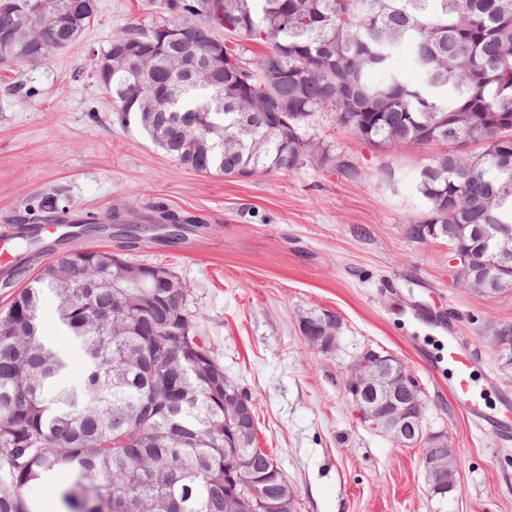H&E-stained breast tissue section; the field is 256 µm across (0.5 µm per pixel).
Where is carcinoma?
Segmentation results:
<instances>
[{
  "label": "carcinoma",
  "mask_w": 512,
  "mask_h": 512,
  "mask_svg": "<svg viewBox=\"0 0 512 512\" xmlns=\"http://www.w3.org/2000/svg\"><path fill=\"white\" fill-rule=\"evenodd\" d=\"M149 22L128 25L108 49L136 43L151 53L152 73L116 71L97 79L121 119L145 88L176 92L171 109L189 125L164 120L144 128L151 142L199 173L251 177L293 171L308 160L354 180L359 172L310 134L320 112L376 148L434 142L458 147L432 158L416 177L426 200L419 225H442L448 246L472 251L512 234V0H176ZM68 20L40 19L25 42L15 34L24 0H0V56L34 66L77 41L95 19V0H61ZM177 46L219 57L216 85L205 92L177 82L178 61L159 47L162 28ZM224 31L220 38L216 32ZM418 79L396 66L402 50ZM478 145L474 153L459 148ZM60 210L39 196L36 220ZM156 223H196L165 208ZM15 260L0 279L14 287L34 261L39 272L13 292L0 314V512H39L29 488L57 471L59 512H225L230 457L224 440V366L198 328L191 292L166 266L167 288L144 298L113 266L114 253L75 248L59 260L32 232L14 234ZM497 293L512 289V247L497 262ZM68 342L84 357L77 386L62 383L63 348L49 345L41 312L46 295ZM122 316H115L117 308ZM241 452L254 456L242 482L261 479L273 496L288 483L252 431Z\"/></svg>",
  "instance_id": "cac0c4a2"
}]
</instances>
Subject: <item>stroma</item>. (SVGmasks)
<instances>
[{
    "label": "stroma",
    "mask_w": 512,
    "mask_h": 512,
    "mask_svg": "<svg viewBox=\"0 0 512 512\" xmlns=\"http://www.w3.org/2000/svg\"><path fill=\"white\" fill-rule=\"evenodd\" d=\"M155 0H96V18L70 48L23 72L0 70V232L25 205L55 192L68 223L106 225L72 240L171 268L189 286L201 328L228 378L251 396L258 445L288 477L296 512H435L421 447L364 427L344 391L355 360L388 351L423 392L424 426L448 437L460 491L444 512H512V436L479 428L457 404L442 358L454 342L473 358L486 411L512 401L492 327L512 324V290L489 298L455 285L446 239H412L423 217L416 176L441 144L379 149L318 114L311 132L360 171L350 182L305 162L293 172L231 177L180 166L137 125H122L91 74L93 59ZM197 220L167 243L126 237L157 207ZM122 224H111L113 214ZM338 321L330 350L300 331L311 313Z\"/></svg>",
    "instance_id": "35a3bbf8"
}]
</instances>
